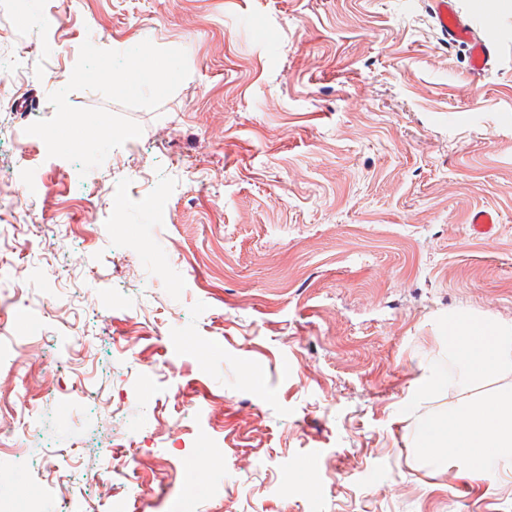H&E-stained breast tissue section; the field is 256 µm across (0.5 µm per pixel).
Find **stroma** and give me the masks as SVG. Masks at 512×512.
<instances>
[{"mask_svg": "<svg viewBox=\"0 0 512 512\" xmlns=\"http://www.w3.org/2000/svg\"><path fill=\"white\" fill-rule=\"evenodd\" d=\"M484 74L427 0H0V446L12 512H512V481L417 460L404 413L442 360L439 316L512 322V0H458ZM181 48L158 109L81 174L26 129L84 41ZM495 213L491 238L470 231ZM25 295H4L10 283ZM129 466L112 472L117 452Z\"/></svg>", "mask_w": 512, "mask_h": 512, "instance_id": "stroma-1", "label": "stroma"}]
</instances>
